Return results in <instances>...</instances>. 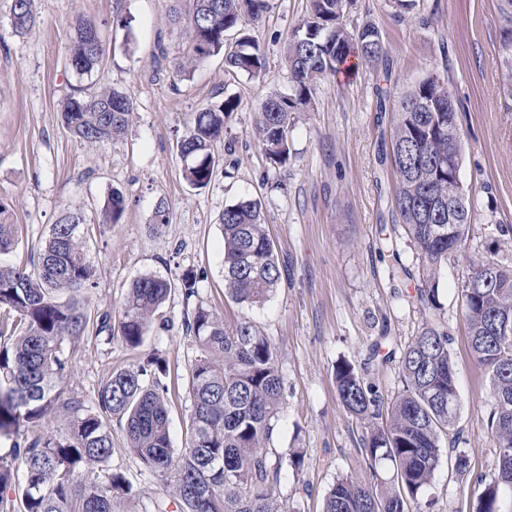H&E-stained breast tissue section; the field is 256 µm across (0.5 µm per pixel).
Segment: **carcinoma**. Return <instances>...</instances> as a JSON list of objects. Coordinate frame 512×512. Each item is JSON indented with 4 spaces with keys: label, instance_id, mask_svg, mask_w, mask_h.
<instances>
[{
    "label": "carcinoma",
    "instance_id": "obj_1",
    "mask_svg": "<svg viewBox=\"0 0 512 512\" xmlns=\"http://www.w3.org/2000/svg\"><path fill=\"white\" fill-rule=\"evenodd\" d=\"M186 55L171 60L175 76L191 74L195 63L224 56L227 70L258 78L265 55L244 34L261 20L268 0H187ZM352 0H309L307 16L284 46L291 90L264 102L256 122L258 143L277 165L288 162L291 114L303 111L315 83L339 71L348 58L365 66L384 54L380 31L371 20L345 23ZM13 32L21 36L37 20L34 0H11ZM241 33L228 50L224 34ZM90 19L76 18L69 62L79 74L100 66L105 49L94 39ZM498 54L506 76L504 98L512 101V0H502ZM450 87L428 76L392 102L390 160L396 175L394 206L399 223L422 260L426 287L417 291L423 309L438 308L435 288L448 257L456 253L477 222L478 209L460 178L456 109ZM229 96L192 113L177 142L188 156L182 177L193 187L211 180L214 143L236 110ZM134 104L131 96L104 88L72 97L62 109L71 134L89 146L120 139ZM126 208L112 190L103 221L116 223ZM224 281L238 303L263 305L282 278L275 247L266 231L261 203L241 198L219 217ZM83 215L66 212L52 226L37 261L0 265V435L14 438L0 455V512H119L131 485L112 470V419L124 423L127 447L171 493L179 512H288L275 493L282 462L268 447L279 429L283 377L275 347L254 323L229 327L223 317L198 308L186 329L200 354L189 369V424L186 446L172 445L165 367L158 357L112 372L97 393V409L69 389L73 348L88 336L107 333L135 349L143 343L175 283L144 275L128 289L117 318L90 314L79 300L95 285L79 226ZM20 225L0 202V254L18 243ZM461 312L477 363L489 377L494 407L488 425L496 440L491 478L478 480L476 512H512V331L492 333L499 319L512 320V265L487 258L471 263L461 288ZM402 389L389 404L385 423L375 388L347 360L336 364L334 380L343 408L367 423L365 462L372 480L340 477L324 497L323 512H420V499L440 462L442 440L459 414L457 373L448 350V331L424 323L400 357Z\"/></svg>",
    "mask_w": 512,
    "mask_h": 512
}]
</instances>
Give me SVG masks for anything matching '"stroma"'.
Here are the masks:
<instances>
[{"label": "stroma", "instance_id": "35a3bbf8", "mask_svg": "<svg viewBox=\"0 0 512 512\" xmlns=\"http://www.w3.org/2000/svg\"><path fill=\"white\" fill-rule=\"evenodd\" d=\"M39 21L14 36L11 0H0V201L21 228L14 252L1 264L38 253L53 224L80 210L89 232L85 253L96 270L85 302L93 313L119 311L129 286L153 274L178 281L191 271L196 293L173 289L138 348L121 340L78 342L70 388L96 402L113 371L149 355L165 361L171 440L184 447L189 368L199 353L185 323L197 307L226 323L251 320L276 350L284 381L279 430L271 457L299 448L300 469L283 466L276 493L288 512H322L337 477L368 478L362 440L366 426L344 411L333 370L351 361L383 403L402 388L399 358L427 316L416 301L421 260L394 209L396 179L387 157L390 113L379 111L377 91L396 94L433 75L450 85L461 131L460 180L479 210L467 240L449 257L438 283L440 322L458 378L460 412L446 445L467 456L465 474L440 463L421 500L422 512H474L478 480L490 477L495 439L487 425L493 407L488 376L471 350L458 295L473 259L489 254L512 262V107L501 93L498 56L500 0H354L348 22L373 20L384 55L378 64L319 81L307 111L292 116L290 157L271 164L256 136L257 114L271 92H288L283 46L306 16L309 0H268L248 32L263 49L261 77L227 72L215 56L197 62L190 76L159 67L158 46L183 55L186 38L171 19L173 0H35ZM93 20L105 45L102 65L78 74L68 64L72 24ZM103 87L128 93L133 119L122 139L86 146L62 124L61 107L75 91ZM233 96L236 112L214 147L218 166L204 187L182 178L177 141L191 113L215 96ZM126 197L115 224L100 209L112 189ZM243 197L260 200L275 245L282 280L260 307L235 302L224 283L219 217ZM169 221L155 225L159 202ZM399 244L387 249L388 238ZM110 464L130 483L128 512H176L172 497L127 448L120 423L112 425Z\"/></svg>", "mask_w": 512, "mask_h": 512}]
</instances>
